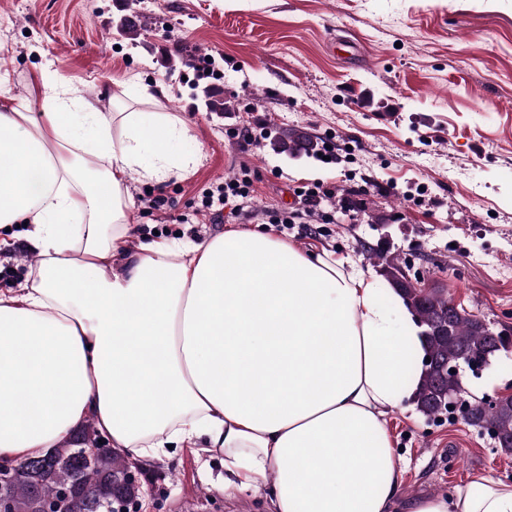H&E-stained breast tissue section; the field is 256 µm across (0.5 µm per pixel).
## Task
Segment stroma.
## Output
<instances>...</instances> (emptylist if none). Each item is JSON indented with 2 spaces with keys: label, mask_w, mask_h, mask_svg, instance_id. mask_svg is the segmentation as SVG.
<instances>
[{
  "label": "stroma",
  "mask_w": 512,
  "mask_h": 512,
  "mask_svg": "<svg viewBox=\"0 0 512 512\" xmlns=\"http://www.w3.org/2000/svg\"><path fill=\"white\" fill-rule=\"evenodd\" d=\"M130 14L134 40L121 33ZM336 35L360 57L333 54ZM206 55L215 73L196 78L187 63ZM0 60L13 95L29 98L42 72L104 112L114 84L163 85L155 109L188 127L179 151L193 160L166 181L167 210L198 238L291 216L284 235L299 249L351 257L371 275L362 247L385 239L412 274L512 327V0H0ZM209 94L233 111H209ZM246 126L258 142L244 151ZM285 128L333 143V158L274 153ZM244 166L252 203L234 219L202 211V190ZM316 183L333 197L304 206L298 188ZM346 199L391 220L369 223ZM464 383L479 397L505 392L512 351ZM387 421L403 496L445 494L478 473L512 482V454L462 421H427L409 402ZM223 475L185 448L143 489L153 512H267L262 494L219 490Z\"/></svg>",
  "instance_id": "stroma-1"
}]
</instances>
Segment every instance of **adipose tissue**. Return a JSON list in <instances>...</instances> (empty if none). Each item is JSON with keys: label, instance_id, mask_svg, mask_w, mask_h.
Masks as SVG:
<instances>
[{"label": "adipose tissue", "instance_id": "obj_1", "mask_svg": "<svg viewBox=\"0 0 512 512\" xmlns=\"http://www.w3.org/2000/svg\"><path fill=\"white\" fill-rule=\"evenodd\" d=\"M0 89V247L36 252L0 289V461L66 445L86 423L125 458L219 454L224 486L272 512H512L480 475L403 498L387 415L411 397L419 329L383 279L272 227L134 238L127 180L187 169L188 129L100 112L62 81Z\"/></svg>", "mask_w": 512, "mask_h": 512}]
</instances>
